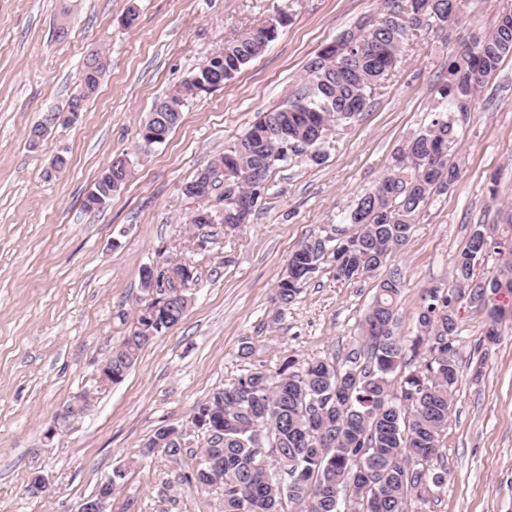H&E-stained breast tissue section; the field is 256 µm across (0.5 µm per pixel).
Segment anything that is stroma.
Wrapping results in <instances>:
<instances>
[{"instance_id": "obj_1", "label": "stroma", "mask_w": 512, "mask_h": 512, "mask_svg": "<svg viewBox=\"0 0 512 512\" xmlns=\"http://www.w3.org/2000/svg\"><path fill=\"white\" fill-rule=\"evenodd\" d=\"M132 4L138 19L129 27ZM510 5L467 0L453 33L410 36L368 110L328 133L321 163L299 158L276 170L248 224L229 234L190 224L196 210L221 202L215 193L186 197L184 184L257 112L286 102L324 44L378 20L384 0H0V512H77L118 467L126 477L107 512H224L223 489L201 496L186 480L203 441L190 424L194 408L237 375L275 371L288 356L332 358L354 342L374 280L344 284L323 268L280 316L273 289L298 244L341 223L429 122L449 57ZM279 7L292 24L234 80L191 101L163 144L141 147L155 105ZM92 50L108 62L96 96L76 123L56 124L30 148L29 130L65 109ZM59 154L68 159L61 171L52 167ZM117 157L131 161L126 184L103 209L85 211L86 193ZM452 158L459 181L430 200L388 263L403 277L405 337L424 290L452 284L453 259L475 225L512 205L511 59L481 88ZM171 262L197 274L184 318L142 349L120 384L99 387L100 365L133 331L141 266ZM459 316L445 483L417 512H512V319L491 343L484 315L464 306ZM83 392L92 396L87 412L55 424ZM52 424L57 432L45 439ZM162 426L183 432L180 461L146 454ZM34 472L49 483L38 497L25 492Z\"/></svg>"}]
</instances>
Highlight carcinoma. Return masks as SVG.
Segmentation results:
<instances>
[{
    "mask_svg": "<svg viewBox=\"0 0 512 512\" xmlns=\"http://www.w3.org/2000/svg\"><path fill=\"white\" fill-rule=\"evenodd\" d=\"M463 0H387L377 29L356 39L344 37L324 45L305 66V77L288 102L258 114L237 144L211 162L210 188L229 173L255 175L267 185L274 171L298 157L289 143L319 154L318 146L334 125L349 123L368 107L372 94L398 63L408 34L448 26ZM292 22L278 10L265 25L224 44V81H232ZM512 58V7L498 13L489 33L450 57L446 80L438 88L449 111L405 141L385 175L361 196L343 240L300 244L275 288V303L285 309L323 265L334 278L356 283L371 278L403 247L429 201L446 193L460 176L450 162L461 124L469 113L474 85H483ZM106 67L98 51L84 61L80 86L90 100ZM193 72L164 98V112L150 113L139 135L154 132L165 142L181 120L188 102L209 93ZM288 124L289 141L274 132ZM123 161L111 162L83 200L88 211L103 208L127 181ZM496 227L478 224L479 236L497 255L491 274H480L472 259V242L455 257L453 278L468 287L476 309L491 322L512 314V239L495 237ZM196 278L193 268L177 263L168 270H140L144 292L157 293L149 307L136 313L140 327L112 349V383L126 377L140 351L183 319L186 296L175 282ZM169 293H162L163 289ZM403 281L398 271L381 279L360 325V335L339 358H312L300 364L286 358L274 372L238 376L199 403L191 417L204 442L199 462L186 480L205 493L224 488V512H413L437 497L444 476L437 471L438 452L448 429V414L458 380L453 342L459 333L455 304L459 288L425 290L415 317V334L396 333ZM175 461L184 454L173 428L160 427L145 443ZM269 451L267 461L257 449Z\"/></svg>",
    "mask_w": 512,
    "mask_h": 512,
    "instance_id": "obj_1",
    "label": "carcinoma"
}]
</instances>
